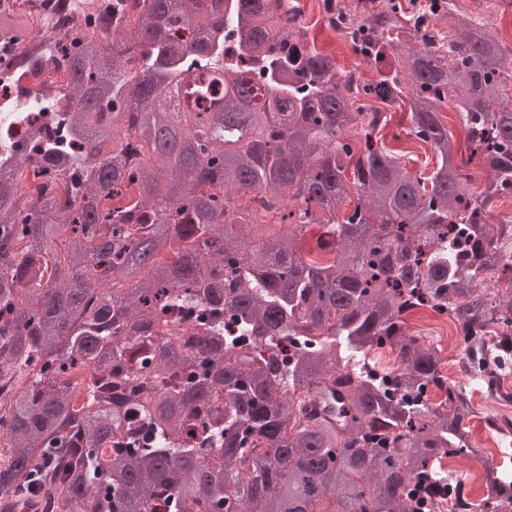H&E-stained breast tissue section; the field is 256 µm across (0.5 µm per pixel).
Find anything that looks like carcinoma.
Segmentation results:
<instances>
[{"instance_id":"1","label":"carcinoma","mask_w":512,"mask_h":512,"mask_svg":"<svg viewBox=\"0 0 512 512\" xmlns=\"http://www.w3.org/2000/svg\"><path fill=\"white\" fill-rule=\"evenodd\" d=\"M459 2L340 12L384 67L355 91L294 0H140L131 32L112 0L106 33L21 50L30 71L67 73L70 106L0 148L1 496L44 491L50 512H435L464 496L441 460L475 453L470 399L406 332L412 311L445 312L466 376L485 372L490 335L512 366V298L483 278L512 284V219L489 222L512 189V48ZM27 31L1 12L0 50ZM208 79L223 96L190 108ZM364 95L409 107L431 176L380 143L388 116ZM29 167L65 195H27ZM253 193L277 233L242 204ZM311 225L327 262L300 247ZM385 347L397 367L376 375L361 361ZM480 501L512 512V479L488 468Z\"/></svg>"}]
</instances>
